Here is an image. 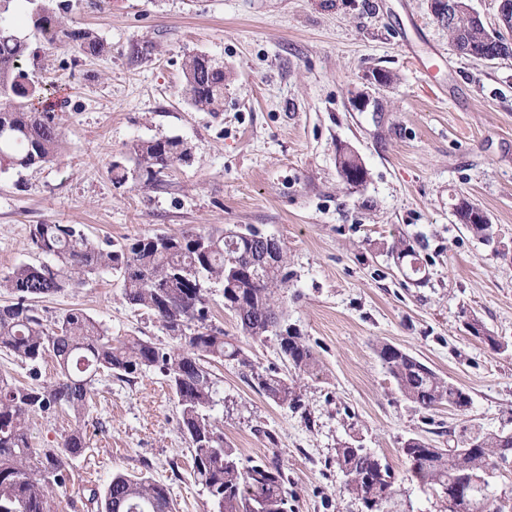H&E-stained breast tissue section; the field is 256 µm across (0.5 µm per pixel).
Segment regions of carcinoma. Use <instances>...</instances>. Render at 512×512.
I'll list each match as a JSON object with an SVG mask.
<instances>
[{"mask_svg":"<svg viewBox=\"0 0 512 512\" xmlns=\"http://www.w3.org/2000/svg\"><path fill=\"white\" fill-rule=\"evenodd\" d=\"M16 0H0V166L30 169L61 157L66 145L47 100L27 81L19 67L29 50L27 38L15 30ZM29 21L50 47L72 45L90 55L106 51L103 40L89 28L69 26L70 4L57 0H26ZM448 38L462 55L477 57L488 50L505 51L512 43L505 32L489 30L467 12L448 26ZM181 97L197 112L224 111V64L201 53L182 62ZM138 176L161 187L168 173L191 160L192 148L179 138L137 140L129 148ZM459 223L489 241L487 215L466 198L456 203ZM232 229L188 230L145 234L116 246L95 243L69 224H32L33 247L46 257L38 265L21 264L0 277V289L11 296L0 305V351H7L27 370V382L0 377V512H54L52 494L70 479L72 460L85 451L82 424L91 412L96 384L112 378L132 385L157 372L172 390L180 414V431L188 443L192 476L202 485L214 512H290L288 474L277 454L244 466L235 449L224 442V431L212 416L218 381L212 363L227 360L244 382L276 405L307 417L300 382L321 372L309 340L284 317V288L289 273L284 247L273 263L256 267L251 226L231 239ZM420 241L400 235L390 256L407 260L406 270L421 273ZM112 271L123 283L126 302L149 313L173 341L169 347L151 338L130 336L115 340L103 324L81 309H70L50 320L38 302L68 288H77L91 275ZM223 286L224 309L246 337L264 343L274 340L288 366L282 373L261 369L250 354L226 339L209 305V284ZM375 353L393 378L396 389L421 409L440 405L465 412L472 404L462 387L440 376L408 352L388 343ZM50 357L54 377H42L38 364ZM70 415L74 427L52 448H34L28 422L31 416ZM500 448H512V434L477 431L460 448H435L423 438L402 444L408 476L420 485L446 489L459 484L466 501L457 512H503L493 493L494 479L486 476L489 461ZM336 465L348 481L343 490L360 500L366 512H388L399 495V478L383 459L362 445L336 449ZM88 500L102 512H176L168 488L143 473H116L102 489H89Z\"/></svg>","mask_w":512,"mask_h":512,"instance_id":"cac0c4a2","label":"carcinoma"}]
</instances>
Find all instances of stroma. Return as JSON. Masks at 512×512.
Returning <instances> with one entry per match:
<instances>
[{"label": "stroma", "instance_id": "35a3bbf8", "mask_svg": "<svg viewBox=\"0 0 512 512\" xmlns=\"http://www.w3.org/2000/svg\"><path fill=\"white\" fill-rule=\"evenodd\" d=\"M68 22L96 31L99 56L31 36L27 0L18 31L22 68L68 143L59 159L0 171V277L37 264L33 224H72L116 244L155 232L251 225L281 242L290 279L288 322L321 361L307 380L303 419L251 389L232 363L215 365L213 411L242 464L277 448L293 512H364L343 489L336 450L350 436L396 473L411 437L456 447L474 429L512 428V59L489 64L457 53L433 0H70ZM224 61V110L197 112L181 98L182 60ZM421 58L414 66L413 58ZM392 76L379 86L372 71ZM178 137L192 148L167 187L136 177L116 184L110 164L139 139ZM368 170L346 187L336 147ZM483 209L494 240H477L452 198ZM423 237L424 285L411 284L387 251L395 235ZM217 322L263 367L283 369L275 341L243 337L211 287ZM44 315L80 308L109 334L169 338L125 301L103 272L46 298ZM476 319L503 342L491 350L465 328ZM392 344L467 390L472 405L424 411L405 400L373 346ZM84 424L87 448L56 489L58 512H89L88 487L113 473L150 468L170 487L176 512H211L190 477L188 444L161 375L129 386L99 384Z\"/></svg>", "mask_w": 512, "mask_h": 512}]
</instances>
